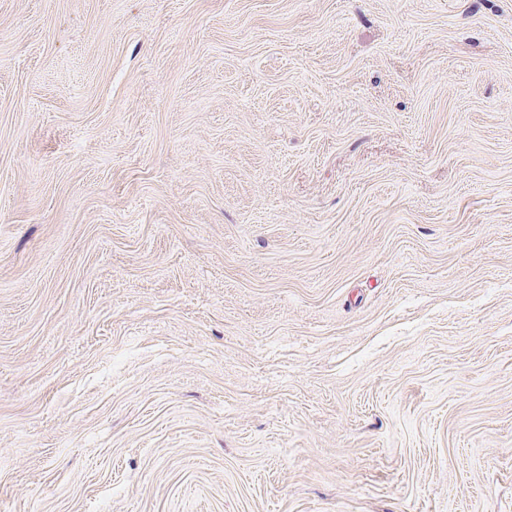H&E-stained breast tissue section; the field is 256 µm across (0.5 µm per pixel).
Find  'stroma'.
<instances>
[{"instance_id":"stroma-1","label":"stroma","mask_w":512,"mask_h":512,"mask_svg":"<svg viewBox=\"0 0 512 512\" xmlns=\"http://www.w3.org/2000/svg\"><path fill=\"white\" fill-rule=\"evenodd\" d=\"M0 512H512V0H0Z\"/></svg>"}]
</instances>
